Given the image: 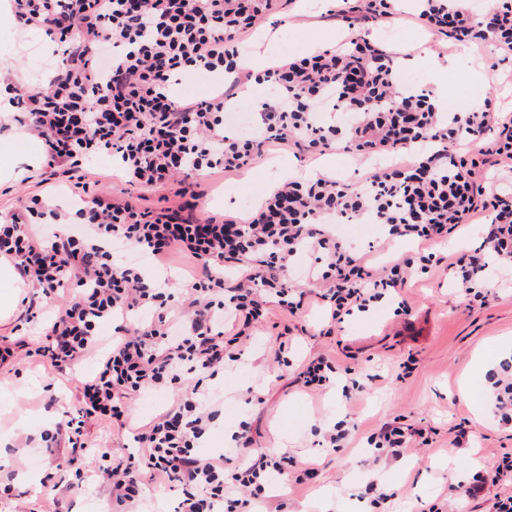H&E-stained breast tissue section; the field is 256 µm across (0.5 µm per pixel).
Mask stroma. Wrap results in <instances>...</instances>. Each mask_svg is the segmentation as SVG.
<instances>
[{"label":"stroma","mask_w":512,"mask_h":512,"mask_svg":"<svg viewBox=\"0 0 512 512\" xmlns=\"http://www.w3.org/2000/svg\"><path fill=\"white\" fill-rule=\"evenodd\" d=\"M8 0H0V77L28 90L48 81L46 64L54 45L43 33L24 30L8 22ZM344 38L336 21L328 18L321 0H294L291 6L263 16L247 44L262 43L268 58L284 54L303 56L325 30ZM363 32L382 48L403 49L414 59L420 86L429 90L435 76L429 59L447 58L448 79L473 90L474 101L491 99L495 109L512 114V60L490 69L494 48L473 54L438 39L405 18L370 21ZM289 41L290 52L280 51ZM41 143L12 132L0 134V222L9 219L25 200L43 194L39 175ZM301 173L318 172L321 159H300L289 152H273L245 169L213 183L205 207L214 212H247L259 204L267 183L281 164ZM480 229L472 224L449 235L446 242L430 245L438 263L427 269L413 267L399 294L385 296L368 312L346 317L329 335L319 334L325 319L320 304L310 305L288 320L272 311L239 361L227 364L223 377L211 386L224 399L204 445L203 453L232 456L227 429L251 427L257 449L279 448L298 466L317 464L314 479L273 481L266 485L261 512H353L364 505L370 482H378L395 495L391 512H492L496 495L512 491V482L490 483L488 476L503 454L512 453V421L493 415L491 373L499 363L486 352L498 343L512 344V268L493 265L485 306L467 307L463 291L452 281L445 256L477 247ZM16 278L0 279V337L21 333L30 346L42 340L41 324L26 323L21 304L29 295ZM289 323L291 333L283 358L275 327ZM325 358L335 366L339 381L318 394L298 387L294 378L310 361ZM97 369L89 358L66 376L53 374L31 360H14L0 368V465L12 471L9 488L0 487V512H14L18 493H25L34 512H121L98 475L95 457L78 460L77 470L57 465L65 448L47 447L64 410L78 394L82 378ZM476 376L479 395L461 397L462 379ZM352 378L358 388L343 392L341 380ZM425 430L429 443L409 448L394 458L375 449L369 438L388 420ZM467 419L469 439L457 440L449 428ZM348 430L344 446L327 448L323 437L334 427ZM31 437L29 446L21 438ZM455 465H442L447 455ZM486 480L476 500L461 498L460 488Z\"/></svg>","instance_id":"35a3bbf8"}]
</instances>
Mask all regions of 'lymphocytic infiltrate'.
<instances>
[{
  "label": "lymphocytic infiltrate",
  "instance_id": "obj_1",
  "mask_svg": "<svg viewBox=\"0 0 512 512\" xmlns=\"http://www.w3.org/2000/svg\"><path fill=\"white\" fill-rule=\"evenodd\" d=\"M10 2L16 24L63 46L49 83L10 102L18 130L42 143L44 183L65 168L80 205L63 210L36 196L0 224V262L42 292L28 302L31 318L55 312L42 345H1L0 365L20 349L59 374L97 357L56 427V442L79 456L89 449L86 420L130 429L133 397L177 391L171 406L132 429L137 451L98 470L126 512H138L150 483L180 486L177 512H251L270 475L287 477L288 455L255 449L246 427L236 435L243 467L229 472L223 455L200 453L218 416L209 383L237 361L271 307L294 315L314 296L336 324L405 287L410 260L371 263L336 225L368 221L390 240L443 242L484 215L479 246L449 264L471 302L483 298L491 262L512 264V191L482 175L512 162V116L487 99L441 112L427 91L395 92L392 57L356 26L394 17L396 0H338L330 16L347 33L344 48L277 60L255 75L240 67L239 44L279 0ZM411 20L455 43L512 54V0H496L481 19L460 0H422ZM189 71L212 76L207 97L173 96ZM249 80L273 93L250 106L247 131L227 130L224 114ZM461 139L479 143L478 152L453 151ZM339 146L407 159L369 170L354 187L321 174L285 181L244 215L205 208L202 177L238 172L275 147L305 158ZM101 156L117 158L120 194L87 182ZM155 188L158 206H142L138 191ZM118 241L160 261L176 252L193 258L181 293L134 262H116ZM304 253L312 262L300 282L291 269ZM71 280L76 293L60 300ZM108 323L115 336L107 341L100 329Z\"/></svg>",
  "mask_w": 512,
  "mask_h": 512
}]
</instances>
